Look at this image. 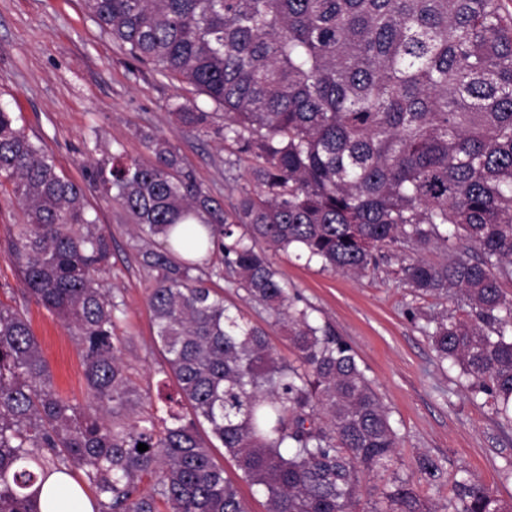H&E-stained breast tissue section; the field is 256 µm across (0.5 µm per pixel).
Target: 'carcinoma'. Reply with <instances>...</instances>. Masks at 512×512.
Returning a JSON list of instances; mask_svg holds the SVG:
<instances>
[{
    "label": "carcinoma",
    "mask_w": 512,
    "mask_h": 512,
    "mask_svg": "<svg viewBox=\"0 0 512 512\" xmlns=\"http://www.w3.org/2000/svg\"><path fill=\"white\" fill-rule=\"evenodd\" d=\"M133 60L194 86L177 124L253 160L254 189L224 211L171 143L143 134L151 160L118 150L90 176L133 220L156 272V342L191 418L127 422L133 392L117 336L123 303L98 281L112 240L84 188L0 106V196L24 222L7 242L26 292L72 330L92 404L55 390L24 310L0 302V512H38L28 490L82 472L98 512H246L215 443L268 512H355L361 476L398 448L388 409L351 346L288 294L267 251L363 274L383 251L416 292H459L469 318L434 321L438 356L512 422V13L504 0H83ZM478 252L469 258L456 242ZM440 244L444 263L420 252ZM217 257L202 269L194 255ZM232 272L283 325L297 364L211 287ZM207 426L206 432L200 427ZM148 446L140 452L138 444ZM417 468L440 478L437 460ZM150 483L149 490L143 489ZM372 512H431L408 478ZM453 512H512L465 469Z\"/></svg>",
    "instance_id": "cac0c4a2"
}]
</instances>
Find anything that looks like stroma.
<instances>
[{
    "label": "stroma",
    "instance_id": "stroma-1",
    "mask_svg": "<svg viewBox=\"0 0 512 512\" xmlns=\"http://www.w3.org/2000/svg\"><path fill=\"white\" fill-rule=\"evenodd\" d=\"M177 100L195 101L208 112L215 109L178 77L132 60L88 17L81 0H0V105L15 113L19 127L51 156L59 172L84 185L89 212L112 239L102 286L125 303L117 334L136 388L124 410L130 420L146 414L167 417L164 397L176 394L177 386L155 342L147 305L155 274L136 257L131 218L90 185L91 168L111 164L116 150L148 159L140 137L148 131L170 141L202 186L223 201L225 211H232L242 189L254 186L250 158L222 139L181 131L170 113ZM23 220L17 202H0V301L25 310L56 391L87 406L91 394L73 336L24 290L6 248ZM271 260L312 317L329 324L352 347L399 434L388 467L362 477L358 512H370L396 472L412 476L431 512H451L452 479L462 467L500 499L512 500V479L503 475L512 462V424L495 415L488 396L471 399L459 368L439 364L429 337L434 319L465 313L460 294L414 293L401 280L393 255L358 276L321 270L292 253L278 252ZM220 285L227 303L266 330L275 354L295 362L285 329L273 324L261 306L244 302L233 277ZM424 455L441 464L437 483L417 472L416 462Z\"/></svg>",
    "mask_w": 512,
    "mask_h": 512
}]
</instances>
